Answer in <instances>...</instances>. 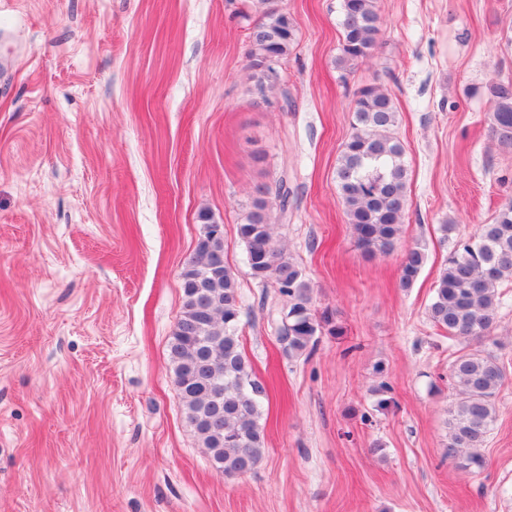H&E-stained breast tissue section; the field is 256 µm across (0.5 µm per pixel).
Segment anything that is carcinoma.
Returning a JSON list of instances; mask_svg holds the SVG:
<instances>
[{
  "mask_svg": "<svg viewBox=\"0 0 512 512\" xmlns=\"http://www.w3.org/2000/svg\"><path fill=\"white\" fill-rule=\"evenodd\" d=\"M262 18L252 28L250 68L260 80L269 78L266 64L288 55L294 29L278 0H259ZM342 55L349 67L368 57L380 31L375 0H341ZM492 111L489 133L499 145L512 148V81L487 86ZM354 133L346 142L336 168V184L352 225L356 243L368 255L391 253L400 237L408 205L405 149L394 135L398 122L392 98L378 85L359 88L352 105ZM290 191L281 178L275 191L256 188V198L237 233L245 244L253 279L277 284L288 300L278 340L290 354L300 355L315 344L317 332L330 326L342 334L331 317L311 312V284L302 268L285 257L274 243L270 208L288 213ZM201 235L195 254L181 274L182 308L169 341L178 396L188 423L208 450L211 466L226 477L251 471L265 452L261 399L267 395L249 364L239 336L238 285L224 260V234L211 230L212 216L199 214ZM425 260L418 248L406 251L400 286L409 288ZM512 278V200L500 205L493 223L469 238L448 256L428 308L432 322L448 336L464 341L489 337L499 301L498 287ZM449 378L462 398L451 410L448 450L465 452L466 465L479 464L482 447L496 412L497 394L505 368L485 349L455 358Z\"/></svg>",
  "mask_w": 512,
  "mask_h": 512,
  "instance_id": "1",
  "label": "carcinoma"
}]
</instances>
